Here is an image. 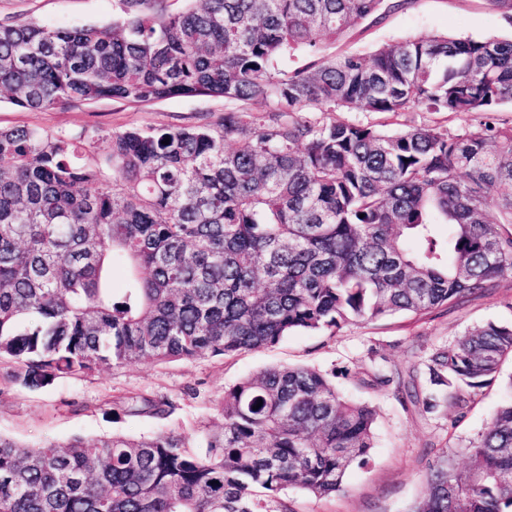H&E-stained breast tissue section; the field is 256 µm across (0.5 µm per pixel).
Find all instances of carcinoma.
I'll use <instances>...</instances> for the list:
<instances>
[{"instance_id":"1","label":"carcinoma","mask_w":512,"mask_h":512,"mask_svg":"<svg viewBox=\"0 0 512 512\" xmlns=\"http://www.w3.org/2000/svg\"><path fill=\"white\" fill-rule=\"evenodd\" d=\"M119 2L110 26L0 20V96L27 110L206 96L227 110L105 135L0 129V358L20 387L423 315L512 278V125L493 121L512 105V40L434 34L329 56L412 0ZM296 52L309 62L288 66ZM352 110L482 120L386 133L296 117ZM509 357L512 325L489 322L434 346L407 383L374 363L359 383L393 384L426 414L452 407L454 425ZM171 409L131 396L122 412ZM222 416L200 452L167 430L64 446L0 435V512H293L286 489L334 494L374 448L376 409L306 366L224 390ZM458 455L437 451L411 512H512V399L462 468Z\"/></svg>"}]
</instances>
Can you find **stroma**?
I'll return each instance as SVG.
<instances>
[{"mask_svg": "<svg viewBox=\"0 0 512 512\" xmlns=\"http://www.w3.org/2000/svg\"><path fill=\"white\" fill-rule=\"evenodd\" d=\"M119 16L118 0H0L1 20H35L51 27L111 25ZM448 33L483 39L512 36V23L488 0H412L406 8L365 23L336 43L326 54L376 51L383 44L407 37ZM226 105L215 97H175L144 107L120 100L75 102L31 111L0 101V127L26 126L72 136L98 128L106 132L130 128L184 127L224 116ZM318 120L367 125L388 132L406 126L440 125L461 133L477 119L447 112H321ZM512 323V279L497 283L487 294L424 316L396 314L370 324L343 328L337 334L290 333L278 344L231 357L175 360L162 364H133L57 379L29 391L15 386L14 363L0 360V435L21 443L51 439L64 444L80 437H100L118 431L139 438L171 430L195 443L198 436L222 423L226 388L266 368L285 364L335 371L336 384L347 396L377 410L375 446L366 464L347 471L342 491L318 498L300 490L286 497L294 512H409L427 490L430 462L441 447L460 449L485 431L492 416L512 395V360L500 375L471 402L457 425L448 419L401 406L391 390L358 386L354 373L369 358L407 375L410 366L433 345L452 341L487 323ZM146 395L164 398L175 406L166 419L124 416L112 412L123 398Z\"/></svg>", "mask_w": 512, "mask_h": 512, "instance_id": "obj_1", "label": "stroma"}]
</instances>
